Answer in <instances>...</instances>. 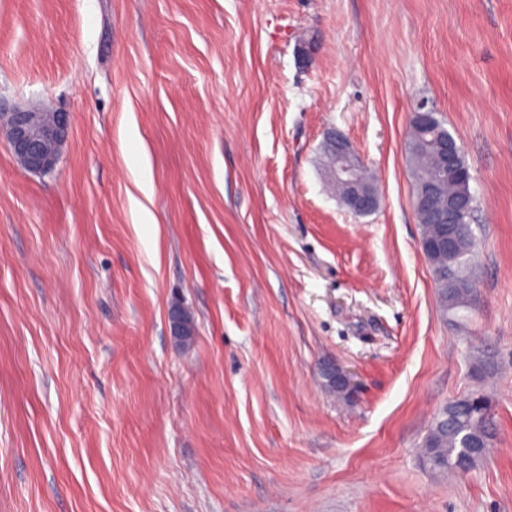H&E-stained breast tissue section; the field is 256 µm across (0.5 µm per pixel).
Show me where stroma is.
<instances>
[{
    "label": "stroma",
    "instance_id": "1",
    "mask_svg": "<svg viewBox=\"0 0 512 512\" xmlns=\"http://www.w3.org/2000/svg\"><path fill=\"white\" fill-rule=\"evenodd\" d=\"M421 99L472 176L462 325L420 249ZM0 101L70 115L50 174L0 139V512H512V0H0ZM473 392L493 445L435 473ZM330 156V173L344 188L343 205L356 216H368L379 208L376 190L367 186L360 175L363 164L347 139L336 131L324 135ZM173 338L178 345H187L194 340L195 329L190 322L186 311L178 304H174L168 311ZM323 384L332 391L346 394L351 390V379L349 375L336 365L324 366L321 370ZM495 435V424L488 401L471 393L450 402L434 420L423 442V461L440 474L461 470V460L472 437L484 439L483 452L474 457L470 469H475L487 455Z\"/></svg>",
    "mask_w": 512,
    "mask_h": 512
}]
</instances>
